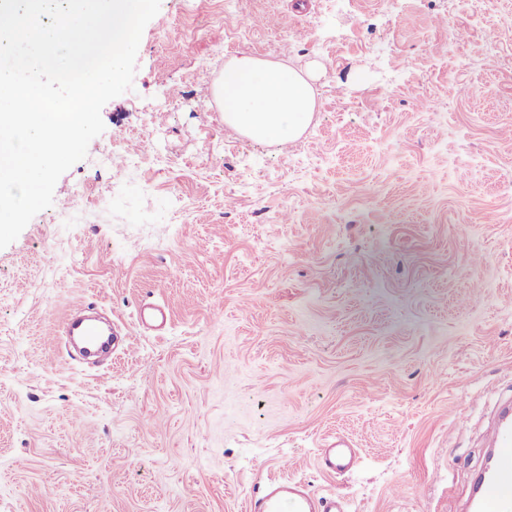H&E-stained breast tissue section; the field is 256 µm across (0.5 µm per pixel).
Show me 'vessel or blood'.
<instances>
[{"label": "vessel or blood", "instance_id": "obj_1", "mask_svg": "<svg viewBox=\"0 0 512 512\" xmlns=\"http://www.w3.org/2000/svg\"><path fill=\"white\" fill-rule=\"evenodd\" d=\"M63 335L79 337L92 352L107 347L108 331L94 312L76 314L64 326ZM356 452L343 438L327 442L317 463L330 475L354 466ZM249 512H347L336 496H321L294 479H272L258 487L248 503ZM466 512H512V404L499 408L487 431V458L477 474Z\"/></svg>", "mask_w": 512, "mask_h": 512}]
</instances>
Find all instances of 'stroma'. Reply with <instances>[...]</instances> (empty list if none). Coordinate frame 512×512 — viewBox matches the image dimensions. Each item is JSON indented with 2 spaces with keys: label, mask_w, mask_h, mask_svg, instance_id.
Masks as SVG:
<instances>
[{
  "label": "stroma",
  "mask_w": 512,
  "mask_h": 512,
  "mask_svg": "<svg viewBox=\"0 0 512 512\" xmlns=\"http://www.w3.org/2000/svg\"><path fill=\"white\" fill-rule=\"evenodd\" d=\"M193 4L161 0L132 89L0 249V512H247L272 477L463 512L512 397V0ZM243 55L310 77L288 146L224 122ZM91 304L127 345L67 363ZM336 436L359 464L328 477Z\"/></svg>",
  "instance_id": "obj_1"
}]
</instances>
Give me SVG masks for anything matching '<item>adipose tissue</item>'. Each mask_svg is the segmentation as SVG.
Returning a JSON list of instances; mask_svg holds the SVG:
<instances>
[{"instance_id":"1","label":"adipose tissue","mask_w":512,"mask_h":512,"mask_svg":"<svg viewBox=\"0 0 512 512\" xmlns=\"http://www.w3.org/2000/svg\"><path fill=\"white\" fill-rule=\"evenodd\" d=\"M215 96L225 123L250 138L280 145L300 136L315 108L305 75L251 56L225 64Z\"/></svg>"}]
</instances>
